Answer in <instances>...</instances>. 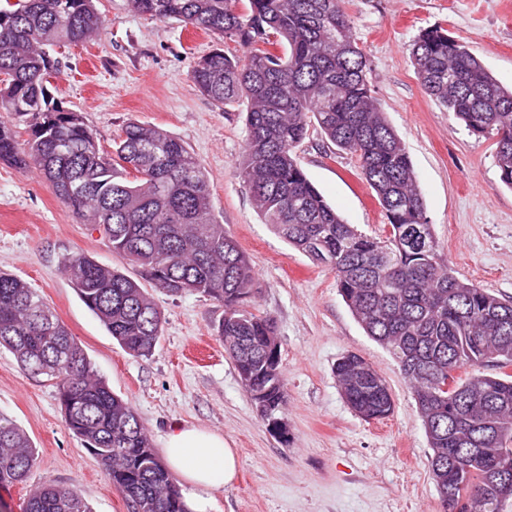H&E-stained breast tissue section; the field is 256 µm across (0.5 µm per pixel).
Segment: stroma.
<instances>
[{
	"mask_svg": "<svg viewBox=\"0 0 512 512\" xmlns=\"http://www.w3.org/2000/svg\"><path fill=\"white\" fill-rule=\"evenodd\" d=\"M104 20L91 40L54 52L48 88L80 112L99 145L131 121L183 141L203 164L218 221L246 252L260 285L256 310L277 324L288 396L287 440L268 431L214 327L223 307L198 294L153 291L165 322L154 352H125L85 306L61 270L65 256L91 254L137 276L99 234L70 212L36 172L0 163V270L35 288L72 333L95 374L135 410L156 452L175 428L222 434L238 458L212 512H435L432 450L409 383L396 360L366 335L329 268L289 247L255 212L237 161L246 141L240 106H219L195 87L194 62L214 48L238 51L173 20L132 12L128 0H96ZM367 58V77L412 160L435 238L456 276L512 300V188L502 183L493 137H476L422 90L411 62L421 30L440 25L512 88V0H346ZM297 159L346 223L387 233L382 208L350 154L310 128ZM365 357L395 401L382 420L346 402L334 366ZM0 412L30 436L37 459L24 483L0 495L19 512L35 486L78 487L93 512H129L84 442L65 425L58 392L0 350Z\"/></svg>",
	"mask_w": 512,
	"mask_h": 512,
	"instance_id": "obj_1",
	"label": "stroma"
}]
</instances>
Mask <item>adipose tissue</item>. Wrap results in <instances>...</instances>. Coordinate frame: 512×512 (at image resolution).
<instances>
[{"instance_id":"ef3b65f1","label":"adipose tissue","mask_w":512,"mask_h":512,"mask_svg":"<svg viewBox=\"0 0 512 512\" xmlns=\"http://www.w3.org/2000/svg\"><path fill=\"white\" fill-rule=\"evenodd\" d=\"M165 456L169 468L188 489L191 512H210L213 494L232 483L238 461L223 435L196 427H179L167 437Z\"/></svg>"}]
</instances>
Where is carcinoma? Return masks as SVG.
<instances>
[{"label": "carcinoma", "mask_w": 512, "mask_h": 512, "mask_svg": "<svg viewBox=\"0 0 512 512\" xmlns=\"http://www.w3.org/2000/svg\"><path fill=\"white\" fill-rule=\"evenodd\" d=\"M129 0L131 10L237 43L199 58L198 90L217 105L247 100L238 159L256 212L289 246L329 267L366 334L410 383L430 448L438 512H501L508 485L490 475L512 459V302L460 280L434 237L406 147L366 77L367 59L344 0ZM103 28L94 0H0V162L32 169L72 213L154 288L199 294L224 306L216 332L258 412L287 404L277 324L254 312L250 261L214 214L198 157L167 131L130 122L113 152L100 148L80 113L48 95L58 60L47 48L90 39ZM424 93L470 133L495 138L500 179L512 187V90L448 30H422L412 45ZM28 139L19 143L16 128ZM356 157L389 233L375 238L345 223L295 158L311 126ZM80 299L131 356L150 355L164 317L139 280L90 254L61 261ZM58 389L67 427L97 457L130 512H190L179 486L131 408L91 362L37 291L0 271V349ZM351 408L388 417L393 395L364 358L334 367ZM36 461L26 432L0 414V489L24 481ZM20 512H92L75 486L46 482Z\"/></svg>", "instance_id": "carcinoma-1"}]
</instances>
